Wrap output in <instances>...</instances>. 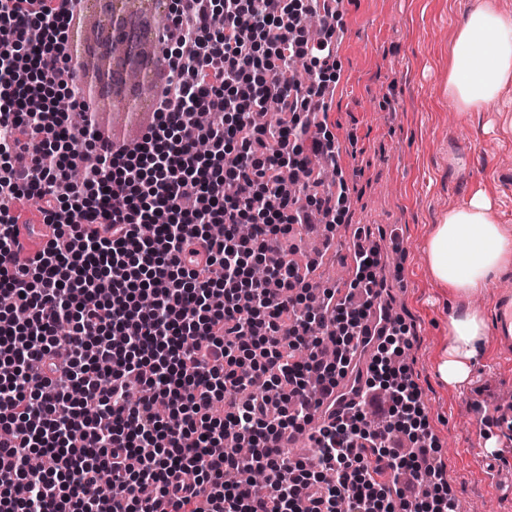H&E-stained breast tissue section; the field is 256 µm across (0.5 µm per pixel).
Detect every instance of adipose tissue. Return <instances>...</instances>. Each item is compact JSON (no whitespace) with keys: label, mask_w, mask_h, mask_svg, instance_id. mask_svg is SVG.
<instances>
[{"label":"adipose tissue","mask_w":512,"mask_h":512,"mask_svg":"<svg viewBox=\"0 0 512 512\" xmlns=\"http://www.w3.org/2000/svg\"><path fill=\"white\" fill-rule=\"evenodd\" d=\"M512 81V16L484 5L465 13L458 30L448 95L460 110L471 111L498 99ZM480 194L449 212L429 240L426 253L434 278L458 294L483 288L512 265V240L489 216ZM485 317L466 311L449 325L451 343L439 359L437 375L448 385L467 382L487 335Z\"/></svg>","instance_id":"obj_1"}]
</instances>
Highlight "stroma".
Returning <instances> with one entry per match:
<instances>
[{
  "instance_id": "1",
  "label": "stroma",
  "mask_w": 512,
  "mask_h": 512,
  "mask_svg": "<svg viewBox=\"0 0 512 512\" xmlns=\"http://www.w3.org/2000/svg\"><path fill=\"white\" fill-rule=\"evenodd\" d=\"M478 2L340 0L328 129L340 146L347 203L311 286L348 284L354 235L371 230L381 300L413 332L403 360L427 407L448 493L467 512H512V415L493 407L512 392V360H501L488 338L468 382L451 387L436 375L451 317L476 310L494 322L492 289L512 287V269L458 295L434 279L425 252L449 211L478 192L512 238V83L470 112L448 96L458 27Z\"/></svg>"
}]
</instances>
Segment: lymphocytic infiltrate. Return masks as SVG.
<instances>
[{
    "label": "lymphocytic infiltrate",
    "mask_w": 512,
    "mask_h": 512,
    "mask_svg": "<svg viewBox=\"0 0 512 512\" xmlns=\"http://www.w3.org/2000/svg\"><path fill=\"white\" fill-rule=\"evenodd\" d=\"M81 2L0 0V292L27 312L0 313V429L14 437L0 512H457L400 363L409 330L371 301L377 251L356 248L349 287L319 296L296 292L314 264L253 274L293 225L345 208L332 194L302 206L282 179L312 187L310 156L336 160L318 119L336 0L315 40L305 0H176L144 62L162 80L154 120L122 145L95 96L70 112L48 96L82 76ZM295 60L307 80L288 78ZM269 109L273 130L254 119ZM26 203L53 229L29 259L16 249ZM340 387L346 412L289 462L290 436ZM104 470L121 494L100 491Z\"/></svg>",
    "instance_id": "f902f5d3"
}]
</instances>
